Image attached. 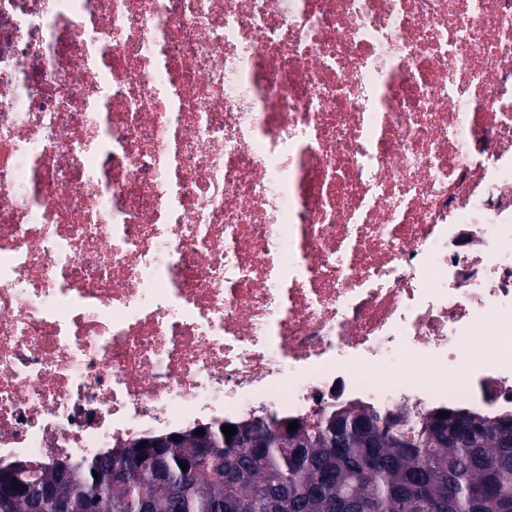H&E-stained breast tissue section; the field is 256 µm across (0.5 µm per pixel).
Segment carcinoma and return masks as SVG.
<instances>
[{"instance_id": "obj_1", "label": "carcinoma", "mask_w": 512, "mask_h": 512, "mask_svg": "<svg viewBox=\"0 0 512 512\" xmlns=\"http://www.w3.org/2000/svg\"><path fill=\"white\" fill-rule=\"evenodd\" d=\"M203 431L214 445L208 459L192 452L195 429L174 447L136 441L93 459L11 465L0 503L31 512L27 492L65 468L60 496L72 512H142L146 501L153 512H512V414L415 410L401 421L349 404L294 431L275 416L239 423L229 439L220 424ZM111 457L134 460L119 484L105 478Z\"/></svg>"}]
</instances>
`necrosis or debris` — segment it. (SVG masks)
I'll list each match as a JSON object with an SVG mask.
<instances>
[{"label": "necrosis or debris", "instance_id": "4bbe7bcc", "mask_svg": "<svg viewBox=\"0 0 512 512\" xmlns=\"http://www.w3.org/2000/svg\"><path fill=\"white\" fill-rule=\"evenodd\" d=\"M351 402L512 413V0H0V466Z\"/></svg>", "mask_w": 512, "mask_h": 512}]
</instances>
